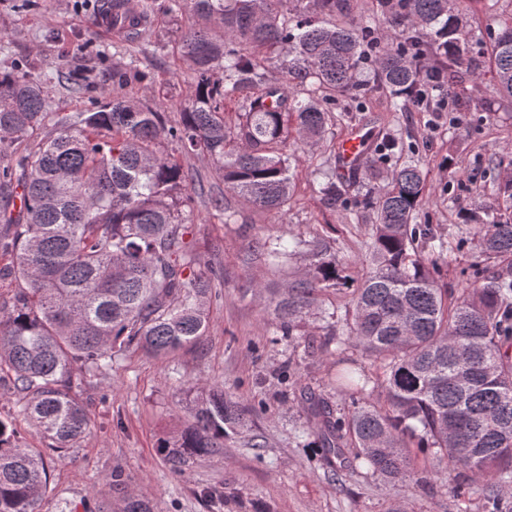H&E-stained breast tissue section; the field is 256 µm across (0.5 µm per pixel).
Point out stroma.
Masks as SVG:
<instances>
[{
  "mask_svg": "<svg viewBox=\"0 0 512 512\" xmlns=\"http://www.w3.org/2000/svg\"><path fill=\"white\" fill-rule=\"evenodd\" d=\"M102 0H0V72L23 71L39 81L55 112H82L114 93L113 69L147 72L148 81H129L127 97L142 101L175 122L194 82L172 45L189 15L151 13L141 42L104 30L97 19ZM492 46L473 45L455 90L462 108L435 100L392 111L388 92L363 98L337 96L323 142L306 147L295 169L294 193L285 220L262 213L224 190L214 167L198 157L183 158L195 216L187 240L200 259L199 273L217 275V296L209 326L196 344L164 358L129 349L106 374L85 376L79 389L92 420L89 431L65 455L50 450L18 409L21 396L0 373V415L12 418L23 443L48 464L42 512H92L98 503L118 507L130 492L149 499L155 512H482L477 476L456 481L465 492L450 494L431 455L416 454L419 481L389 483L356 468L353 449L333 464L319 450V424L307 398L323 397L336 415L350 401L334 386L341 369L370 367L366 353L315 352L289 342L257 289L278 288L299 279L306 251L271 262L281 245L319 237L328 242L345 273L362 280L369 270L365 244L370 221L356 201L362 184H347L335 205H323L312 174L336 168V145L352 126L367 127L373 145L393 138L402 152L381 164L390 173L405 160L418 161L427 183L419 223L429 238L415 249L431 257V240L449 242L438 261L440 287L459 288L474 261L465 215L487 204L512 207L505 185L512 182V100L501 97L491 78ZM225 193L236 213L232 222L211 209L212 195ZM345 293L328 294L322 312L304 319L308 338L322 343L347 309ZM221 386L249 409L247 426L225 440L221 454L174 471L158 450L190 416L197 388ZM224 494L223 504L210 500Z\"/></svg>",
  "mask_w": 512,
  "mask_h": 512,
  "instance_id": "1",
  "label": "stroma"
}]
</instances>
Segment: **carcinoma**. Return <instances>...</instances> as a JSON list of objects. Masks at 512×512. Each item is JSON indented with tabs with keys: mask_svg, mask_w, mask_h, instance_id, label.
Segmentation results:
<instances>
[{
	"mask_svg": "<svg viewBox=\"0 0 512 512\" xmlns=\"http://www.w3.org/2000/svg\"><path fill=\"white\" fill-rule=\"evenodd\" d=\"M155 0H112V16H150ZM165 0L164 12L190 13L173 50L194 74L180 120L116 93L86 112H52L41 84L0 73V250L14 255L0 277L19 281L0 307V371L23 395L19 414L55 449L73 447L91 419L75 393L77 376L101 375L119 352L140 348L164 357L197 343L209 323L212 279L195 273L186 240L188 174L180 156L163 154L169 137L181 156L212 163L224 185L253 208L281 217L293 190L299 145L325 138L336 91L372 88L406 101L452 94L465 56L483 35L467 30L463 0H376L373 17L355 22L347 0ZM492 40L493 74L512 98V15ZM434 47L426 61L425 44ZM288 48L275 76L263 52ZM376 48L372 84L358 80ZM250 87L256 97L240 98ZM235 103V119L226 109ZM336 173L318 193L336 202ZM425 175L409 161L383 185L370 184V271L353 289L340 331L328 343L361 348L375 375L349 371L336 391L352 409L335 417L311 399L321 418L326 461L349 445L354 458L389 481L416 476L413 450L429 452L452 473L512 479V212L471 217L480 261L454 298L438 286L435 261L417 255L416 223ZM20 204H15V200ZM302 279L270 295L277 328L294 341L321 297L338 291L336 256L318 240ZM381 391L384 404L370 400ZM190 420L162 445L176 471L214 455L246 425V408L222 387H200ZM47 485L43 457L19 443L0 416V512H40ZM121 512H153L137 496ZM483 512H512L489 489Z\"/></svg>",
	"mask_w": 512,
	"mask_h": 512,
	"instance_id": "carcinoma-1",
	"label": "carcinoma"
}]
</instances>
